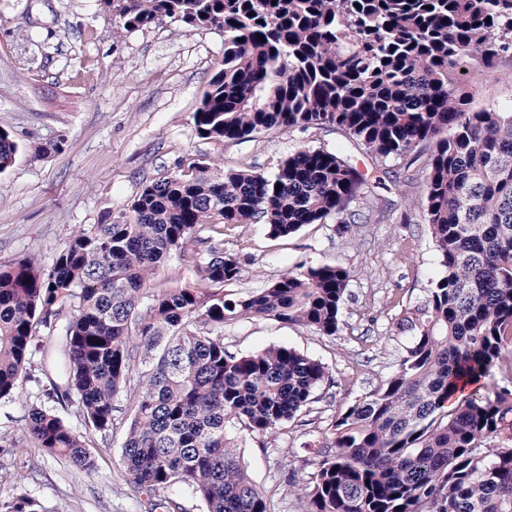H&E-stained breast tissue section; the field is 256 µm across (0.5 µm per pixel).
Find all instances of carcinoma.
Listing matches in <instances>:
<instances>
[{"label":"carcinoma","mask_w":512,"mask_h":512,"mask_svg":"<svg viewBox=\"0 0 512 512\" xmlns=\"http://www.w3.org/2000/svg\"><path fill=\"white\" fill-rule=\"evenodd\" d=\"M101 4L115 36L163 20L224 34L192 112L201 138L332 127L379 159L432 145L415 216L441 274L405 309L395 369L305 444L313 470L294 487L305 512H512V382L491 383L512 362V111H470L461 80L512 56V0ZM21 151L0 129V173ZM365 185L322 147L272 176L189 157L81 226L49 270L0 265V400L33 378L25 438L93 471L89 437L106 447L122 431L120 464L152 508L185 512L186 490L203 512H271L237 442L301 422L329 371L284 346L232 353L224 326L266 318L335 336L353 271L301 265L236 296L225 286L243 259L224 250V228L262 223L279 238L334 218L346 232L367 222L350 209ZM173 255L195 283L157 280ZM7 512L50 510L19 494Z\"/></svg>","instance_id":"carcinoma-1"}]
</instances>
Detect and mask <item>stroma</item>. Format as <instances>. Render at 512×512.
<instances>
[{
	"label": "stroma",
	"mask_w": 512,
	"mask_h": 512,
	"mask_svg": "<svg viewBox=\"0 0 512 512\" xmlns=\"http://www.w3.org/2000/svg\"><path fill=\"white\" fill-rule=\"evenodd\" d=\"M223 54V34L165 22L113 37L112 17L99 0H0V128L23 147L0 173V265L28 256L50 268L79 226L99 223L184 157L269 175L297 148L340 151L364 174L370 196L394 203L390 217L351 225L345 234L333 219L279 239L260 223L224 231L225 250L246 260L232 286L236 293L264 287L302 264L340 262L353 271L335 337L266 319L224 328L229 351L292 347L328 367L331 379L316 393L311 423L341 412L391 372L406 342L396 329L400 313L423 298L438 272L426 227L401 221L419 198L408 179L422 172L430 150L379 161L329 127L199 138L191 114ZM466 80L473 87L470 110L512 109V57ZM58 141L60 152L37 157L31 151ZM33 390L27 380L15 397L0 401V500L24 493L49 512H148L147 495L128 485L119 464L123 433L97 449L91 473L23 442ZM310 423L238 442L273 512H304L303 498L286 479H305L312 470L305 448Z\"/></svg>",
	"instance_id": "obj_1"
}]
</instances>
